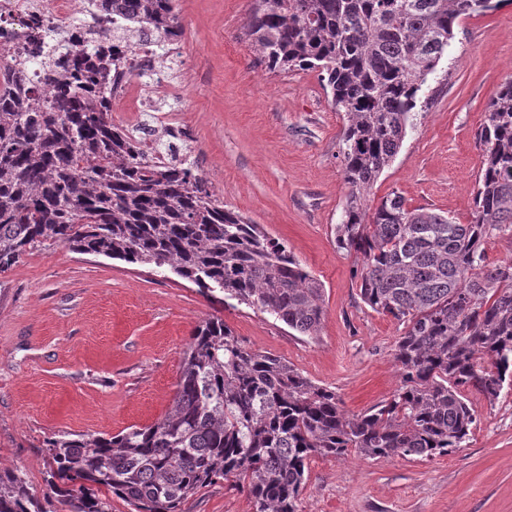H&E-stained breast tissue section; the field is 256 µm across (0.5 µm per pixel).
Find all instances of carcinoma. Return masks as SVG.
<instances>
[{"label": "carcinoma", "mask_w": 512, "mask_h": 512, "mask_svg": "<svg viewBox=\"0 0 512 512\" xmlns=\"http://www.w3.org/2000/svg\"><path fill=\"white\" fill-rule=\"evenodd\" d=\"M173 43V0H94ZM483 0H254L246 34L269 70L325 73L345 113L347 188L336 247L361 257L362 301L404 327L401 376L391 397L350 415L336 392L281 358L241 344L224 319L197 326L170 412L113 435L47 440L46 492L0 467V512H181L221 480L247 491L255 512H297L316 455L426 459L466 446L475 422L465 396L489 400L512 383V260L490 263L486 240L512 234V80L476 134L484 161L471 221L391 192L368 193L413 125L418 92L448 51L459 22L493 9ZM108 56L75 48L62 72L45 71L43 99L24 62L0 55V273L37 245H63L169 271L202 289L257 306L314 336L324 288L288 247L235 210L184 166L129 150V134L82 85L105 83Z\"/></svg>", "instance_id": "1"}]
</instances>
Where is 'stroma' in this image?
I'll list each match as a JSON object with an SVG mask.
<instances>
[{
    "instance_id": "35a3bbf8",
    "label": "stroma",
    "mask_w": 512,
    "mask_h": 512,
    "mask_svg": "<svg viewBox=\"0 0 512 512\" xmlns=\"http://www.w3.org/2000/svg\"><path fill=\"white\" fill-rule=\"evenodd\" d=\"M252 0H175L183 34L162 64L167 93L122 128L167 115L182 138L157 141L204 176L216 199L262 225L324 288L318 335L304 336L256 307L218 303L146 265L31 249L0 276V466L21 468L44 491L47 437L115 435L169 410L194 328L219 316L243 344L284 359L336 391L358 414L387 399L401 377L403 329L359 296L355 256L334 231L346 188V125L319 71L278 74L245 35ZM512 77V5L460 21L429 79V103L371 193L399 192L465 223L483 156L475 134L489 101ZM476 423L465 448L430 459L317 455L298 512H512V388L496 401L467 392ZM182 512H254L246 492L218 483Z\"/></svg>"
}]
</instances>
